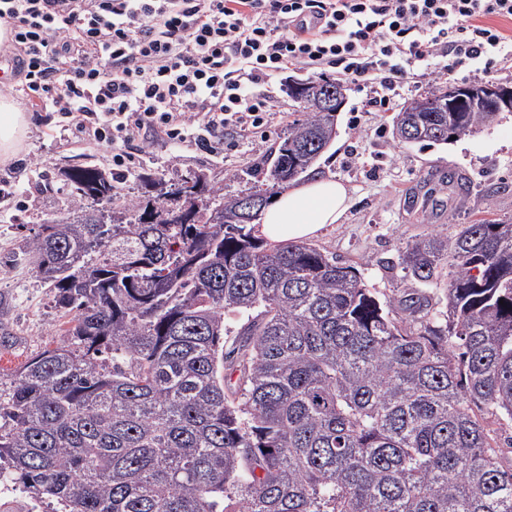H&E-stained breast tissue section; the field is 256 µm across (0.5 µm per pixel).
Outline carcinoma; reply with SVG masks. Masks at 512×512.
<instances>
[{"label": "carcinoma", "mask_w": 512, "mask_h": 512, "mask_svg": "<svg viewBox=\"0 0 512 512\" xmlns=\"http://www.w3.org/2000/svg\"><path fill=\"white\" fill-rule=\"evenodd\" d=\"M291 99L303 118L256 165L257 217L336 136ZM499 114L417 112L436 130L419 143ZM62 176L75 207L14 260L73 313L71 342L0 376V460L32 498L62 512H512V223L405 247V277L445 281L444 312L224 223L241 196L203 173L120 205L112 174ZM228 314L245 322L226 353Z\"/></svg>", "instance_id": "cac0c4a2"}]
</instances>
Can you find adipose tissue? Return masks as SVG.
<instances>
[{
  "label": "adipose tissue",
  "instance_id": "1",
  "mask_svg": "<svg viewBox=\"0 0 512 512\" xmlns=\"http://www.w3.org/2000/svg\"><path fill=\"white\" fill-rule=\"evenodd\" d=\"M30 116L12 97L0 95V162L12 161L21 151ZM349 203L339 181L317 177L279 193L263 210L257 231L273 244L301 243L340 223Z\"/></svg>",
  "mask_w": 512,
  "mask_h": 512
}]
</instances>
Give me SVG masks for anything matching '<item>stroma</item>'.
I'll return each instance as SVG.
<instances>
[{
  "mask_svg": "<svg viewBox=\"0 0 512 512\" xmlns=\"http://www.w3.org/2000/svg\"><path fill=\"white\" fill-rule=\"evenodd\" d=\"M310 76L308 70L291 68L272 78L266 89L278 100V110L250 132L226 129L223 156L195 145L154 143L151 161H134L120 193L143 195L140 176L145 172L170 184L191 171L206 174L223 186L225 195L249 192L257 182L252 164L299 116L285 90L288 80ZM442 86L433 73L417 69L393 92L387 108L368 111L364 104L373 95L370 86L345 83L336 137L310 170L342 182L350 196L342 223L326 229L314 246L356 267L367 286L382 294L406 287L399 255L407 244L442 230L455 233L460 225L483 218L512 222V112L502 113L491 127L431 148L394 138L393 121L402 106ZM77 163L111 171L112 151L54 132L44 112L32 118L18 157L0 163V180L18 186L15 197L0 201V293L6 298L0 320L19 338L17 345L0 349V375L66 340V315L49 288L28 267L4 259L23 249L30 228L67 215L72 200L61 172ZM448 170L466 178L465 190L453 192L439 184L437 172Z\"/></svg>",
  "mask_w": 512,
  "mask_h": 512,
  "instance_id": "obj_1",
  "label": "stroma"
}]
</instances>
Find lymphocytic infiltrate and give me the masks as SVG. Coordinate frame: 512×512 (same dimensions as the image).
Wrapping results in <instances>:
<instances>
[{
  "label": "lymphocytic infiltrate",
  "mask_w": 512,
  "mask_h": 512,
  "mask_svg": "<svg viewBox=\"0 0 512 512\" xmlns=\"http://www.w3.org/2000/svg\"><path fill=\"white\" fill-rule=\"evenodd\" d=\"M512 0H0L5 47L35 112L60 131L112 148L162 140L203 148L258 127L289 67L337 71L393 89L414 68L512 64Z\"/></svg>",
  "instance_id": "lymphocytic-infiltrate-1"
}]
</instances>
